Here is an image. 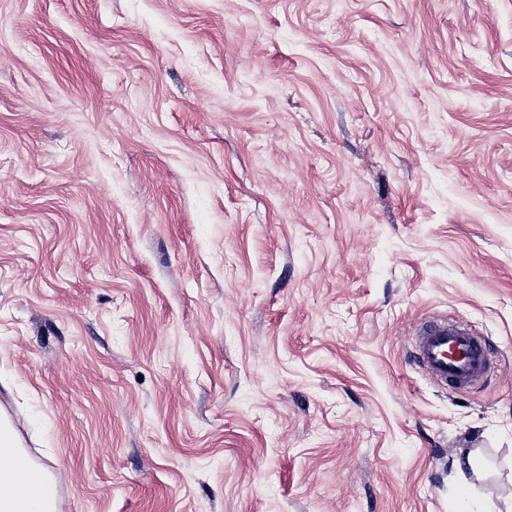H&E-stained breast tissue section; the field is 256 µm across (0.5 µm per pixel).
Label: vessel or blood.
Wrapping results in <instances>:
<instances>
[{
    "instance_id": "1",
    "label": "vessel or blood",
    "mask_w": 512,
    "mask_h": 512,
    "mask_svg": "<svg viewBox=\"0 0 512 512\" xmlns=\"http://www.w3.org/2000/svg\"><path fill=\"white\" fill-rule=\"evenodd\" d=\"M417 336V363L447 388L466 390L487 376L486 342L472 329L431 317L421 323Z\"/></svg>"
}]
</instances>
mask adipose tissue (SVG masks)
Listing matches in <instances>:
<instances>
[{"label":"adipose tissue","instance_id":"obj_1","mask_svg":"<svg viewBox=\"0 0 512 512\" xmlns=\"http://www.w3.org/2000/svg\"><path fill=\"white\" fill-rule=\"evenodd\" d=\"M57 475L35 462L0 414V512H57Z\"/></svg>","mask_w":512,"mask_h":512}]
</instances>
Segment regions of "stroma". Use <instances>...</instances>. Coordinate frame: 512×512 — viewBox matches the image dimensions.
<instances>
[{"instance_id":"obj_1","label":"stroma","mask_w":512,"mask_h":512,"mask_svg":"<svg viewBox=\"0 0 512 512\" xmlns=\"http://www.w3.org/2000/svg\"><path fill=\"white\" fill-rule=\"evenodd\" d=\"M0 413L58 512H512V0H0ZM417 336L415 360L447 388L467 390L487 376L486 342L472 329L430 317L421 323Z\"/></svg>"}]
</instances>
